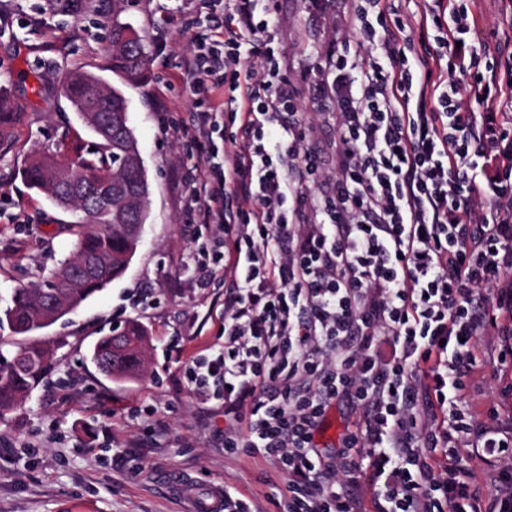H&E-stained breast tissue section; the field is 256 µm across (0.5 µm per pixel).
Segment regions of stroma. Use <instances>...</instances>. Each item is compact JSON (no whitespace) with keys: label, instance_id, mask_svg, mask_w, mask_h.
I'll return each mask as SVG.
<instances>
[{"label":"stroma","instance_id":"1","mask_svg":"<svg viewBox=\"0 0 512 512\" xmlns=\"http://www.w3.org/2000/svg\"><path fill=\"white\" fill-rule=\"evenodd\" d=\"M282 43L298 109L318 113L306 140L330 167L334 104L315 88L332 44L351 32L354 0H257ZM201 0H127L123 19L145 39L144 82L112 70V6L90 0H0V87L18 110L0 156V307L14 289L46 278L72 254V212L30 189V155L68 156L99 137L61 95L84 71L121 88L150 183L149 217L126 273L72 314L40 331L54 361L22 407L0 420V512H185L191 498L230 487L251 512H283L287 481L271 459L224 450V406L195 392L191 361L224 342V282L193 286L192 253L211 230L193 224L181 175L198 161L182 128L195 97L183 61L207 31ZM476 38L512 49L499 0H473ZM149 333L148 371L133 382L102 376L89 360L113 325Z\"/></svg>","mask_w":512,"mask_h":512}]
</instances>
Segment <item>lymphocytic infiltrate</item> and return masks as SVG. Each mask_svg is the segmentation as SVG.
Wrapping results in <instances>:
<instances>
[{
  "mask_svg": "<svg viewBox=\"0 0 512 512\" xmlns=\"http://www.w3.org/2000/svg\"><path fill=\"white\" fill-rule=\"evenodd\" d=\"M205 2L210 34L183 74L223 97L193 115L201 157L183 183L192 223L220 232L200 269L236 294L188 381L218 388L225 452L276 459L286 512H512V434L496 407H468L482 337L512 391V55L475 45L455 0H414L435 46L409 60L393 0H358L356 39L317 89L336 106L325 172L301 146L270 17L256 0ZM480 55L474 111L456 76ZM218 112L239 130L219 162ZM337 404L362 415L325 457ZM467 437L504 463L490 497L461 463Z\"/></svg>",
  "mask_w": 512,
  "mask_h": 512,
  "instance_id": "lymphocytic-infiltrate-1",
  "label": "lymphocytic infiltrate"
}]
</instances>
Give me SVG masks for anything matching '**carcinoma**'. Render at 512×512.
Returning a JSON list of instances; mask_svg holds the SVG:
<instances>
[{
	"mask_svg": "<svg viewBox=\"0 0 512 512\" xmlns=\"http://www.w3.org/2000/svg\"><path fill=\"white\" fill-rule=\"evenodd\" d=\"M124 2L112 0V70L136 83L144 77L148 56L143 36L121 21ZM61 94L101 143L90 157L80 154V147L76 146L74 157L63 163L52 155L38 154L21 170L30 188L74 213L73 225L78 230L73 255L59 263L45 280L15 289L10 304L0 309V330L30 338L11 359H0V419L17 410L50 369L52 351L32 334L75 312L120 278L138 247L125 233L124 224H144L148 218L150 184L129 125L124 92L93 74L74 71L63 82ZM14 116L9 95L0 92V143L8 136ZM75 168L84 170L92 182L101 173L112 177L109 210L91 211L81 201L64 194L63 185ZM146 342L145 330L130 322L121 338L100 337L91 359L110 378L136 379L146 370Z\"/></svg>",
	"mask_w": 512,
	"mask_h": 512,
	"instance_id": "carcinoma-1",
	"label": "carcinoma"
}]
</instances>
